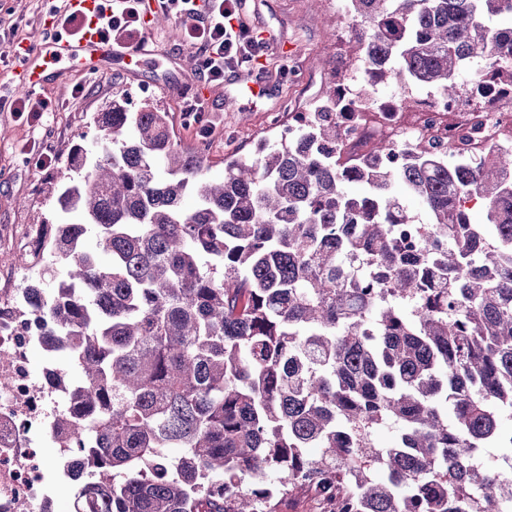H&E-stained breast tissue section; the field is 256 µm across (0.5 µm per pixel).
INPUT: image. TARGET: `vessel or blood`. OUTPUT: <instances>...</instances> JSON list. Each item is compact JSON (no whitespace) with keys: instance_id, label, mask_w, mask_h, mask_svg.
I'll return each instance as SVG.
<instances>
[{"instance_id":"b4317fda","label":"vessel or blood","mask_w":512,"mask_h":512,"mask_svg":"<svg viewBox=\"0 0 512 512\" xmlns=\"http://www.w3.org/2000/svg\"><path fill=\"white\" fill-rule=\"evenodd\" d=\"M73 58L86 59L93 70L104 73L111 71L113 66L128 64L130 55L118 49L111 41L88 32L80 39L60 38L51 41L42 52L22 55V78L25 84L38 85L42 67Z\"/></svg>"}]
</instances>
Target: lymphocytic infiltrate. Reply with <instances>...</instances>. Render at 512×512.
Instances as JSON below:
<instances>
[{"instance_id": "obj_1", "label": "lymphocytic infiltrate", "mask_w": 512, "mask_h": 512, "mask_svg": "<svg viewBox=\"0 0 512 512\" xmlns=\"http://www.w3.org/2000/svg\"><path fill=\"white\" fill-rule=\"evenodd\" d=\"M243 5L244 0H113L90 16L56 6L50 18L56 36L79 38L93 28L101 38L133 48L144 42L147 13L161 11L179 21L183 43L196 50L198 82L219 85L226 73L260 68L271 49L270 38L245 19Z\"/></svg>"}]
</instances>
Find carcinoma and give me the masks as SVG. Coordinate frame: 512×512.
I'll list each match as a JSON object with an SVG mask.
<instances>
[{
	"mask_svg": "<svg viewBox=\"0 0 512 512\" xmlns=\"http://www.w3.org/2000/svg\"><path fill=\"white\" fill-rule=\"evenodd\" d=\"M344 8L382 80L451 99L479 60L475 88L512 85V24L495 23L512 0ZM337 96L217 179L204 143L181 148L167 113L122 95L94 117L97 149L68 157L60 213L21 259L59 276L29 288L80 370L57 421L91 460L82 512H273L298 492L327 512H512V476L480 461L488 444L512 460V154L393 168L379 142L351 166ZM406 195L427 216L418 250L395 237Z\"/></svg>",
	"mask_w": 512,
	"mask_h": 512,
	"instance_id": "obj_1",
	"label": "carcinoma"
}]
</instances>
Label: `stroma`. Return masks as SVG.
Returning <instances> with one entry per match:
<instances>
[{"label": "stroma", "instance_id": "35a3bbf8", "mask_svg": "<svg viewBox=\"0 0 512 512\" xmlns=\"http://www.w3.org/2000/svg\"><path fill=\"white\" fill-rule=\"evenodd\" d=\"M339 0H247L249 21L276 37L263 69L256 76L237 72L223 84L198 83L193 71V49L180 39L179 24L147 29L148 61L113 68L108 73L90 71L82 61L68 60L54 76L34 89L52 100L56 109L33 122L18 121L0 112V287L24 288L37 270L24 265L13 243L15 230L33 226L56 207V183L65 172L75 146L92 148L97 134L93 123L117 94L126 95L130 109L148 103L167 112L174 139L184 148L194 147L197 126L184 111L183 94L198 92L205 102L210 173L222 175L225 160L247 156L263 139L280 136L290 113L310 111L321 98L333 70L343 69L350 56V32L342 23ZM56 0H0V22L19 23L21 36L35 44L48 40L52 28L50 8ZM265 82L268 94L254 96L250 79ZM82 94H75V87ZM50 153L49 168L37 165Z\"/></svg>", "mask_w": 512, "mask_h": 512}]
</instances>
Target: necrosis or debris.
<instances>
[{"mask_svg": "<svg viewBox=\"0 0 512 512\" xmlns=\"http://www.w3.org/2000/svg\"><path fill=\"white\" fill-rule=\"evenodd\" d=\"M336 121L344 131L343 156L367 155L380 141L395 145L402 159L427 145L448 150L455 167L479 161L491 150L512 152V87H500L447 99L430 93L412 100L406 89L390 97L379 93L375 77L351 67L340 85ZM49 348L37 310L24 289L0 288V512H56L64 488L82 477L81 457L64 433L55 431L58 411L77 399L46 356L41 377H34V345ZM52 438L56 461H48L41 443Z\"/></svg>", "mask_w": 512, "mask_h": 512, "instance_id": "4bbe7bcc", "label": "necrosis or debris"}]
</instances>
